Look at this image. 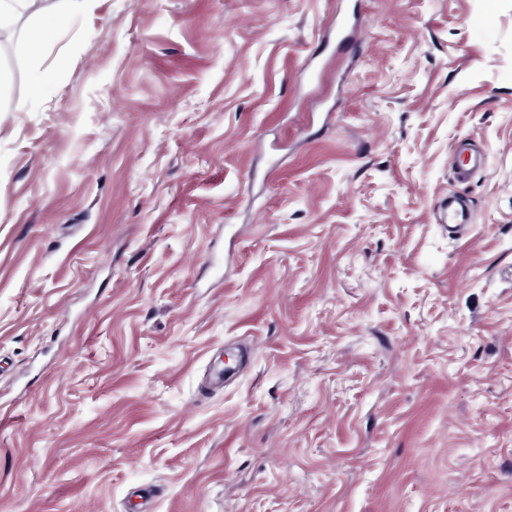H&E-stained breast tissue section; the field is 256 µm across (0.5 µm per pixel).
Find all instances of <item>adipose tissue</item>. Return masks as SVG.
Instances as JSON below:
<instances>
[{
  "mask_svg": "<svg viewBox=\"0 0 512 512\" xmlns=\"http://www.w3.org/2000/svg\"><path fill=\"white\" fill-rule=\"evenodd\" d=\"M90 0H63L57 9L44 7L42 0H0V28L16 15L29 13L34 20L28 38L31 54H39L42 48L52 42L61 30L60 19L65 11H76L86 7Z\"/></svg>",
  "mask_w": 512,
  "mask_h": 512,
  "instance_id": "1",
  "label": "adipose tissue"
}]
</instances>
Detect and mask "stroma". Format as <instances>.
<instances>
[{"mask_svg": "<svg viewBox=\"0 0 512 512\" xmlns=\"http://www.w3.org/2000/svg\"><path fill=\"white\" fill-rule=\"evenodd\" d=\"M29 26L0 512H512V0H91L37 58ZM436 222L456 230L465 229L471 223V210L467 204L457 201H441L435 210Z\"/></svg>", "mask_w": 512, "mask_h": 512, "instance_id": "obj_1", "label": "stroma"}]
</instances>
